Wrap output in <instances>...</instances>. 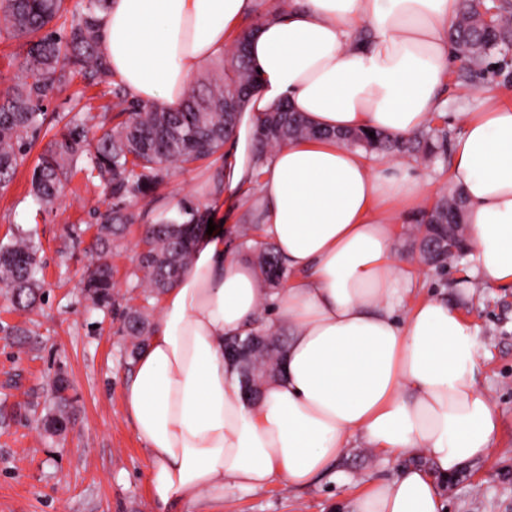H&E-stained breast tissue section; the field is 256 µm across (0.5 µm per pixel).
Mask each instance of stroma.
Returning a JSON list of instances; mask_svg holds the SVG:
<instances>
[{"label":"stroma","mask_w":512,"mask_h":512,"mask_svg":"<svg viewBox=\"0 0 512 512\" xmlns=\"http://www.w3.org/2000/svg\"><path fill=\"white\" fill-rule=\"evenodd\" d=\"M512 104V50H495L481 64L454 54L431 128L444 131L448 144L430 156L399 155L428 185L427 203L450 192L451 143L462 131L460 115L480 111L484 90ZM94 106H108V85L85 86L81 78L60 85L46 101L48 113L71 111L77 92ZM214 164L172 168L158 193L164 200L188 199L212 208L214 221L238 227L210 193ZM32 166H21L0 189V242L16 230H32L42 244L44 299L30 312L13 310L0 296V512H152L147 474L150 458L123 411V390L133 361L120 328L119 309L96 308L85 301L78 283L92 261V214L102 200L98 182L77 173L60 200L43 210L29 195ZM401 254L418 258L419 300L436 293L457 304L475 333L478 386L495 402L501 428L488 459L449 477L444 491L448 512H512V285L466 288L471 260L439 269L423 261L415 225L396 227ZM142 250L139 225H130L112 250L115 289L123 305H142L141 292L129 288ZM64 373L73 399L74 420L62 436L44 434L38 418L49 404V381ZM409 457L370 454L349 448L337 471L352 475L348 484L323 477L303 489L273 485L260 490H224L223 512H347L351 502L378 480L412 465Z\"/></svg>","instance_id":"35a3bbf8"}]
</instances>
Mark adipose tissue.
<instances>
[{"label": "adipose tissue", "instance_id": "obj_1", "mask_svg": "<svg viewBox=\"0 0 512 512\" xmlns=\"http://www.w3.org/2000/svg\"><path fill=\"white\" fill-rule=\"evenodd\" d=\"M251 28L261 79L227 142L222 196L248 209L288 284L263 295L252 259L201 234L137 355L124 413L148 452L154 512H217L224 487L305 488L347 452L423 456L352 503V512H444L441 483L486 459L500 428L476 379L477 350L457 305L401 303L417 283L396 227L420 215L425 184L408 166L372 165L333 131H421L449 75L460 0H271ZM254 0H108L100 49L144 102L183 107L189 81L223 58ZM306 116L321 139L259 155L264 113ZM450 180L466 200L468 247L489 287L512 284V105L485 95L461 115ZM286 332L276 374L242 399L224 339Z\"/></svg>", "mask_w": 512, "mask_h": 512}]
</instances>
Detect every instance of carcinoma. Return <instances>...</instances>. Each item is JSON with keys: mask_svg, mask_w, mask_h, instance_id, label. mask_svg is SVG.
I'll use <instances>...</instances> for the list:
<instances>
[{"mask_svg": "<svg viewBox=\"0 0 512 512\" xmlns=\"http://www.w3.org/2000/svg\"><path fill=\"white\" fill-rule=\"evenodd\" d=\"M107 0H88L83 10L67 17L65 0H0V18L7 34L22 41L23 61L14 76V88L0 99V189L13 180L26 162L44 124H63L60 137L50 141L39 155L31 177V193L41 206L52 205L67 181L70 169L86 161L88 179L104 184L109 198L118 199L97 212L99 232L91 252L96 256L83 288L87 299L99 307L115 305L112 265L107 256L127 225L142 224L137 272L131 288H140L145 305L122 312L121 332L132 340L131 357H136L150 335L146 303L172 287L191 265L192 233L201 229L208 210L182 200L176 213L168 214L162 199L155 196L173 166L189 169L208 160L229 139L236 116L224 115V102H238L243 89L254 88L259 74L248 59H239L229 69H219L202 88L188 86L184 107L169 112L158 103L130 97L112 79L101 54L97 13ZM70 22H65V19ZM456 50L477 64L488 52L512 43V3L485 19L481 0H461L459 20L450 34ZM80 75L89 85L106 83L114 99L112 109L122 120L116 124L104 118L89 135L85 119L67 113L47 116L45 102L58 84ZM316 131L294 112H269L259 125L261 149L272 148L294 138L315 136ZM341 138L352 146L381 152L413 153L420 148L431 152L446 133L430 129L411 137L375 131L348 132ZM143 202L137 212L121 201ZM463 210L462 194L443 197L425 212L423 240L448 237V225L456 224ZM238 247L257 253L264 288L278 285L284 270L273 245L254 238L253 225L240 232ZM40 245L29 232L20 231L12 240L0 243V285L14 309L27 311L39 298ZM67 384L57 375L50 384L51 401L46 415L70 418L71 399Z\"/></svg>", "mask_w": 512, "mask_h": 512, "instance_id": "carcinoma-1", "label": "carcinoma"}]
</instances>
